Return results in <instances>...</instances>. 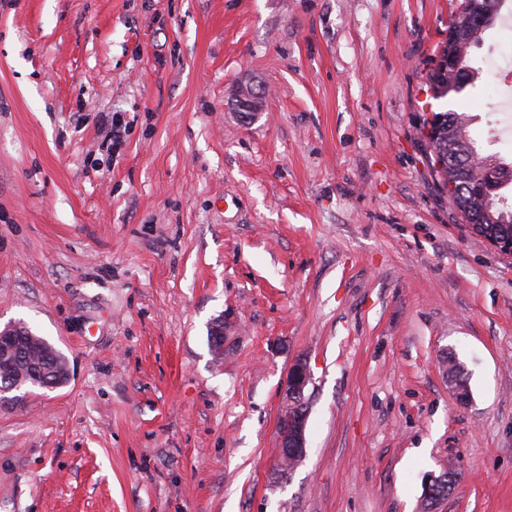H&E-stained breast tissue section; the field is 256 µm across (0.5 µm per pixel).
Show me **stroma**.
<instances>
[{
    "label": "stroma",
    "instance_id": "1",
    "mask_svg": "<svg viewBox=\"0 0 512 512\" xmlns=\"http://www.w3.org/2000/svg\"><path fill=\"white\" fill-rule=\"evenodd\" d=\"M461 3L0 0V327L70 370L0 400V512H512V260L417 132L512 158V87L427 92ZM311 374L305 360H296L288 372V382L285 389L284 411L286 421L279 427V454L277 471L281 469V460L289 458L299 463L305 457L306 426L308 412L304 404L305 389L309 384Z\"/></svg>",
    "mask_w": 512,
    "mask_h": 512
}]
</instances>
